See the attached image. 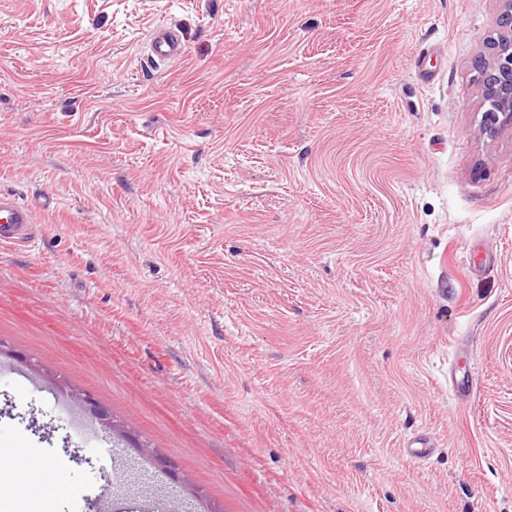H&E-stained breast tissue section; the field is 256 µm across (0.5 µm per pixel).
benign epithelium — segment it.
<instances>
[{"label":"benign epithelium","mask_w":512,"mask_h":512,"mask_svg":"<svg viewBox=\"0 0 512 512\" xmlns=\"http://www.w3.org/2000/svg\"><path fill=\"white\" fill-rule=\"evenodd\" d=\"M497 37L492 41V55L474 61L475 81L480 86L486 110L482 128L489 136L506 126L512 127V0H502ZM83 412L105 428H112L109 409L93 396L81 397Z\"/></svg>","instance_id":"obj_1"}]
</instances>
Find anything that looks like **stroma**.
I'll list each match as a JSON object with an SVG mask.
<instances>
[{"label": "stroma", "mask_w": 512, "mask_h": 512, "mask_svg": "<svg viewBox=\"0 0 512 512\" xmlns=\"http://www.w3.org/2000/svg\"><path fill=\"white\" fill-rule=\"evenodd\" d=\"M499 12L0 0V191L58 199L0 245V456L57 481L0 512H512V128L472 66ZM150 58L158 62H169L185 53V45L175 26L165 25L154 29L150 38ZM435 445L433 438L428 433H419L405 442L404 453L411 458L422 460L432 454Z\"/></svg>", "instance_id": "stroma-1"}]
</instances>
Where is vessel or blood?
<instances>
[{"label":"vessel or blood","mask_w":512,"mask_h":512,"mask_svg":"<svg viewBox=\"0 0 512 512\" xmlns=\"http://www.w3.org/2000/svg\"><path fill=\"white\" fill-rule=\"evenodd\" d=\"M185 45L179 30L171 25L154 29L150 38V57L154 62H168L180 58ZM54 199L44 195L27 200L14 194L0 193V244L31 248L37 241L34 214L39 210L52 209ZM435 449L433 438L426 433L410 437L404 446L405 455L422 460Z\"/></svg>","instance_id":"1"}]
</instances>
